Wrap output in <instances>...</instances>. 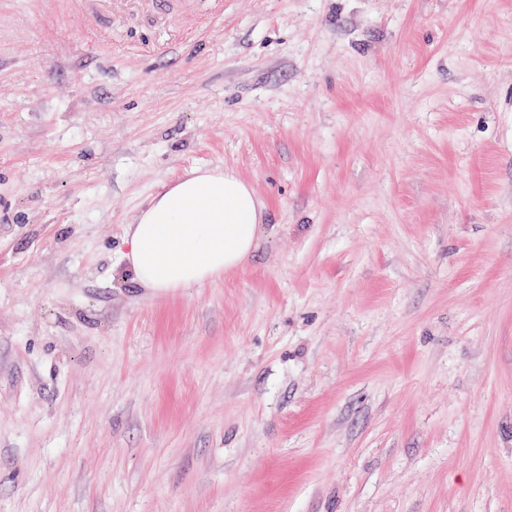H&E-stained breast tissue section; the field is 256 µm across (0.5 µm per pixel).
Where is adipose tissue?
<instances>
[{"mask_svg":"<svg viewBox=\"0 0 512 512\" xmlns=\"http://www.w3.org/2000/svg\"><path fill=\"white\" fill-rule=\"evenodd\" d=\"M263 205L234 172L196 168L152 195L127 232L123 261L139 287H200L241 270L258 246Z\"/></svg>","mask_w":512,"mask_h":512,"instance_id":"1","label":"adipose tissue"}]
</instances>
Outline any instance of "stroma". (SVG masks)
<instances>
[{"instance_id":"1","label":"stroma","mask_w":512,"mask_h":512,"mask_svg":"<svg viewBox=\"0 0 512 512\" xmlns=\"http://www.w3.org/2000/svg\"><path fill=\"white\" fill-rule=\"evenodd\" d=\"M201 167L256 253L139 288ZM0 512H512V0H0ZM262 208L250 183L234 172L193 169L150 197L129 226L123 262L140 288L203 286L249 262Z\"/></svg>"}]
</instances>
